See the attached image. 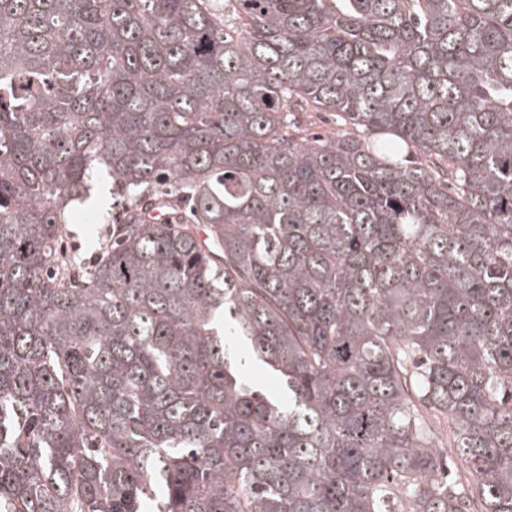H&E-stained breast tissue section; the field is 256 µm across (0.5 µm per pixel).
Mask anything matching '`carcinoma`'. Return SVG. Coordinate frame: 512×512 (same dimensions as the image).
<instances>
[{
  "instance_id": "1",
  "label": "carcinoma",
  "mask_w": 512,
  "mask_h": 512,
  "mask_svg": "<svg viewBox=\"0 0 512 512\" xmlns=\"http://www.w3.org/2000/svg\"><path fill=\"white\" fill-rule=\"evenodd\" d=\"M232 3L0 0V512H512V0ZM111 224H68L69 235L66 239L68 250L81 255L84 259H93L90 232L95 229L94 240L103 239ZM88 231V232H87Z\"/></svg>"
}]
</instances>
